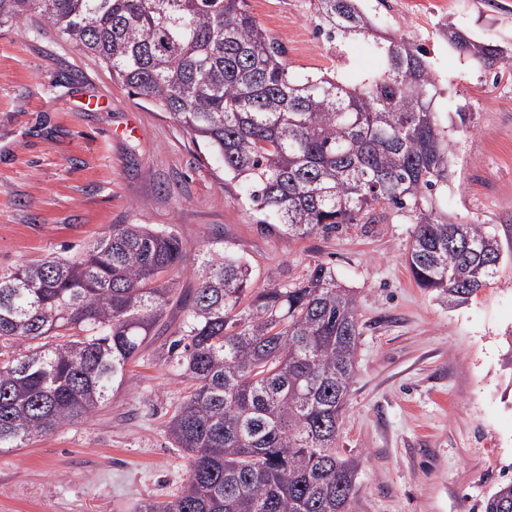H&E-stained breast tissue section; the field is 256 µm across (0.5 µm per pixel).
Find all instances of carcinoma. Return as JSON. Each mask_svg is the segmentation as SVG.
Here are the masks:
<instances>
[{
	"label": "carcinoma",
	"mask_w": 512,
	"mask_h": 512,
	"mask_svg": "<svg viewBox=\"0 0 512 512\" xmlns=\"http://www.w3.org/2000/svg\"><path fill=\"white\" fill-rule=\"evenodd\" d=\"M315 12L329 41L374 32L357 0H317ZM27 17L203 142L274 218L267 230L330 236L392 211L415 224L407 262L418 287L456 307L495 278L496 230L435 205L452 146L434 110L438 80L411 38L376 37L383 67L346 84L291 78L246 0H0V25ZM444 36L512 72V51ZM190 252L173 230L112 224L72 257L0 274V448L88 420L158 342L174 299L187 316L160 348L191 391L166 433L190 470L173 499L140 512H350L359 460L340 455L336 437L361 336L355 293L323 262L298 283L255 290L239 256L209 249L179 294L165 275ZM483 512H512V481Z\"/></svg>",
	"instance_id": "carcinoma-1"
}]
</instances>
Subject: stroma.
Segmentation results:
<instances>
[{"label":"stroma","mask_w":512,"mask_h":512,"mask_svg":"<svg viewBox=\"0 0 512 512\" xmlns=\"http://www.w3.org/2000/svg\"><path fill=\"white\" fill-rule=\"evenodd\" d=\"M373 26L426 48L440 82L438 119L453 177L438 205L512 242V73L463 56L442 32L512 48V0H360ZM282 43L290 77L344 79L378 69L373 42L335 45L314 30L312 0H247ZM222 163L97 58L48 26H0V274L94 243L112 224H150L195 251L225 248L268 278L302 280L329 263L354 288L362 324L351 395L336 438L359 459L351 512H482L512 480V255L490 287L451 307L418 288L406 264L413 224L294 239ZM83 424L0 449V512H137L188 477L165 424L189 391L152 355Z\"/></svg>","instance_id":"35a3bbf8"}]
</instances>
